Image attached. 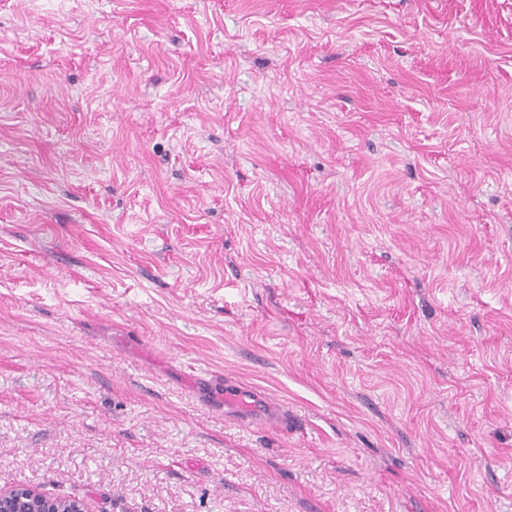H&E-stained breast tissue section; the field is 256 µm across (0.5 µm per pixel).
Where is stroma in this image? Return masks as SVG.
<instances>
[{
	"label": "stroma",
	"instance_id": "35a3bbf8",
	"mask_svg": "<svg viewBox=\"0 0 512 512\" xmlns=\"http://www.w3.org/2000/svg\"><path fill=\"white\" fill-rule=\"evenodd\" d=\"M19 484L512 512V0H0ZM224 389V403L232 405L247 416L265 415L267 401L263 395L252 390H245L231 381L221 384Z\"/></svg>",
	"mask_w": 512,
	"mask_h": 512
}]
</instances>
